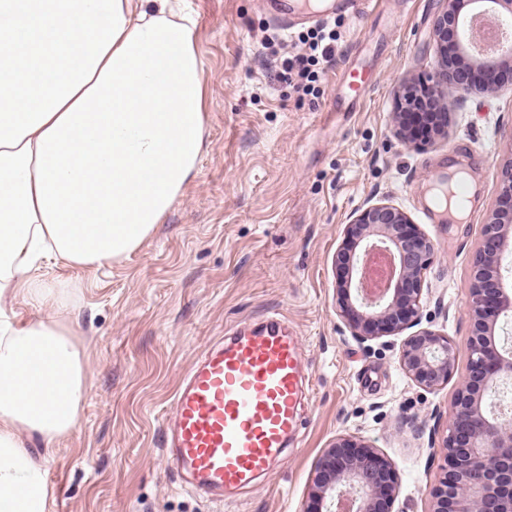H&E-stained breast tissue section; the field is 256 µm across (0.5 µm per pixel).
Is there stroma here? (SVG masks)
Segmentation results:
<instances>
[{
  "instance_id": "obj_1",
  "label": "stroma",
  "mask_w": 512,
  "mask_h": 512,
  "mask_svg": "<svg viewBox=\"0 0 512 512\" xmlns=\"http://www.w3.org/2000/svg\"><path fill=\"white\" fill-rule=\"evenodd\" d=\"M195 21L206 83L205 149L196 175L134 252L100 267L47 260L77 281L67 301L87 367L79 424L46 460L51 512H304L317 460L339 436L377 448L397 472L395 512H433L445 465L431 447L468 366L467 308L483 231L512 161V82L468 96L442 134L405 142L394 112L403 81L434 70L440 0H382L339 17L336 62L318 97L279 82L261 46L279 27L262 0H182ZM364 65L362 98L337 103L346 69ZM443 161L478 185L473 223L433 224L420 194ZM384 202L435 244L422 327L457 346L435 390L399 366L402 336L357 343L336 312V249L345 224ZM279 317L302 343L310 380L288 455L256 485L216 502L186 490L164 447V416L200 353L243 325Z\"/></svg>"
}]
</instances>
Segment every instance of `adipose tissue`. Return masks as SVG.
<instances>
[{"label": "adipose tissue", "mask_w": 512, "mask_h": 512, "mask_svg": "<svg viewBox=\"0 0 512 512\" xmlns=\"http://www.w3.org/2000/svg\"><path fill=\"white\" fill-rule=\"evenodd\" d=\"M172 0H0V512H50L29 438L79 421L84 362L46 278L129 255L197 171L203 63ZM24 298L52 314L21 323Z\"/></svg>", "instance_id": "1"}]
</instances>
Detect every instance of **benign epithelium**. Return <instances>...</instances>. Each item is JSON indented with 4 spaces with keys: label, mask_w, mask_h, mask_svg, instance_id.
Returning <instances> with one entry per match:
<instances>
[{
    "label": "benign epithelium",
    "mask_w": 512,
    "mask_h": 512,
    "mask_svg": "<svg viewBox=\"0 0 512 512\" xmlns=\"http://www.w3.org/2000/svg\"><path fill=\"white\" fill-rule=\"evenodd\" d=\"M445 9L432 28L436 69L426 84L446 110L448 88L461 97L481 93L496 82L497 69L512 59L479 58L460 37L448 39V20L458 24L459 0H442ZM475 14L512 15V0H468ZM497 209L484 231L475 260L468 314V373L455 399L441 448L446 473L434 492L433 512H512V414L495 411L492 392L512 382V347L500 343L496 328L512 313V290L505 287L504 255L512 245V163L501 171ZM435 245L388 203L371 204L344 227L336 252V304L359 343L396 336L421 323L424 276ZM456 345L446 335L421 329L405 337L399 365L417 385L434 390L454 373ZM396 476L378 449L361 440L338 437L325 449L312 479L305 512H393Z\"/></svg>",
    "instance_id": "obj_1"
}]
</instances>
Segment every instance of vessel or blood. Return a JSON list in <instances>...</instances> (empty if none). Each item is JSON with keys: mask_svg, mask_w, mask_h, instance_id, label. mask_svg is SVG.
Returning <instances> with one entry per match:
<instances>
[{"mask_svg": "<svg viewBox=\"0 0 512 512\" xmlns=\"http://www.w3.org/2000/svg\"><path fill=\"white\" fill-rule=\"evenodd\" d=\"M379 0H275L276 22L328 20L339 12L364 14ZM367 71L353 68L343 81L345 97L359 98ZM303 396L301 342L279 320L233 333L204 352L176 389L168 418V454L195 489L221 493L252 485L280 460L288 436L300 424Z\"/></svg>", "mask_w": 512, "mask_h": 512, "instance_id": "obj_1", "label": "vessel or blood"}]
</instances>
